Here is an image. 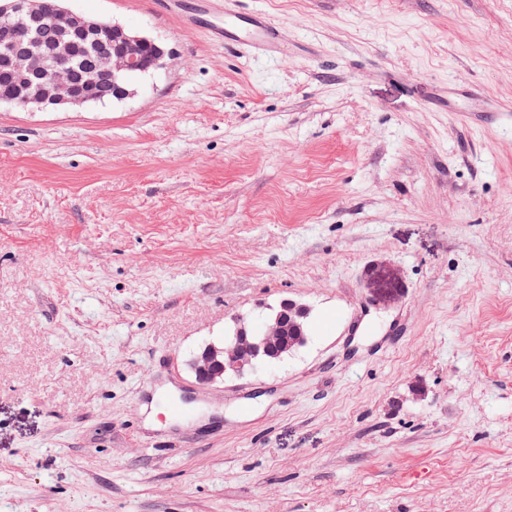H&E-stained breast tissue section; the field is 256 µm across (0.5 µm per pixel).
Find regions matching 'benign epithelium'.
Segmentation results:
<instances>
[{
  "instance_id": "obj_1",
  "label": "benign epithelium",
  "mask_w": 512,
  "mask_h": 512,
  "mask_svg": "<svg viewBox=\"0 0 512 512\" xmlns=\"http://www.w3.org/2000/svg\"><path fill=\"white\" fill-rule=\"evenodd\" d=\"M37 21L57 35L52 51L54 65L30 48L28 22ZM80 29H91L97 39L122 41V48L99 57L96 64L75 78L66 68L70 60L69 36ZM0 35L13 48L9 65L15 78L27 92L19 100L3 97L1 104L23 108H57L78 105L85 99L84 89L104 81L114 85L149 69L163 66L168 52L151 39L136 35L102 18L89 19L62 7L49 6L46 0H3L0 3ZM309 309L292 300H284L279 309L257 327L236 323L224 332V342L210 343L192 359L195 380L202 386L228 376H241L262 364L283 360L304 346L309 337Z\"/></svg>"
}]
</instances>
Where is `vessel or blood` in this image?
I'll return each instance as SVG.
<instances>
[{
  "label": "vessel or blood",
  "mask_w": 512,
  "mask_h": 512,
  "mask_svg": "<svg viewBox=\"0 0 512 512\" xmlns=\"http://www.w3.org/2000/svg\"><path fill=\"white\" fill-rule=\"evenodd\" d=\"M209 34L215 42L243 44L268 56H278L288 51L282 26L261 12L253 13L246 20L235 16L212 23Z\"/></svg>",
  "instance_id": "vessel-or-blood-1"
}]
</instances>
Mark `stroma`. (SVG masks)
<instances>
[{
    "instance_id": "35a3bbf8",
    "label": "stroma",
    "mask_w": 512,
    "mask_h": 512,
    "mask_svg": "<svg viewBox=\"0 0 512 512\" xmlns=\"http://www.w3.org/2000/svg\"><path fill=\"white\" fill-rule=\"evenodd\" d=\"M224 3L292 51L66 0L165 67L0 107V512H512V0ZM286 299L307 344L199 387ZM209 34L214 42L243 44L267 56L288 52L282 26L261 12L253 13L248 20L234 14L232 18L224 19V23L213 22Z\"/></svg>"
}]
</instances>
